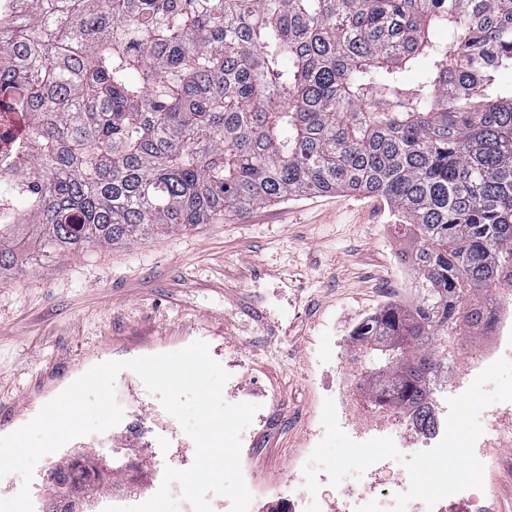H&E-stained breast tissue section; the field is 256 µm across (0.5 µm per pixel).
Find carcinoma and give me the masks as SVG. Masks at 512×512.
I'll use <instances>...</instances> for the list:
<instances>
[{
    "instance_id": "1",
    "label": "carcinoma",
    "mask_w": 512,
    "mask_h": 512,
    "mask_svg": "<svg viewBox=\"0 0 512 512\" xmlns=\"http://www.w3.org/2000/svg\"><path fill=\"white\" fill-rule=\"evenodd\" d=\"M0 107L29 122L0 270L266 204L380 196L413 302L357 330L379 408L426 414L452 337L512 283V0H24ZM415 69V82L402 73Z\"/></svg>"
}]
</instances>
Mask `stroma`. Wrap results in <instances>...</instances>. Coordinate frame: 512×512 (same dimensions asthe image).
Masks as SVG:
<instances>
[{"label":"stroma","instance_id":"obj_1","mask_svg":"<svg viewBox=\"0 0 512 512\" xmlns=\"http://www.w3.org/2000/svg\"><path fill=\"white\" fill-rule=\"evenodd\" d=\"M383 199L336 192L297 197L225 216L215 224L134 244L98 245L0 275V436L29 423L91 367L207 343L220 364L235 359L258 410L241 465L265 508L288 491V469L320 428L336 358L320 342L344 335L356 315L413 299L409 243ZM124 411L146 415L141 481L98 494L87 512L133 506L160 488L165 468H190L195 444L179 446L178 421L131 371L116 378ZM271 427H263V420ZM43 456L30 485L0 479V497L28 487L41 512Z\"/></svg>","mask_w":512,"mask_h":512}]
</instances>
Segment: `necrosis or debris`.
I'll return each mask as SVG.
<instances>
[{
    "label": "necrosis or debris",
    "mask_w": 512,
    "mask_h": 512,
    "mask_svg": "<svg viewBox=\"0 0 512 512\" xmlns=\"http://www.w3.org/2000/svg\"><path fill=\"white\" fill-rule=\"evenodd\" d=\"M28 128L16 113L0 111V183L22 189L25 179L15 161L27 146ZM495 329L492 344L485 352L466 357L456 364L449 375L451 384L442 390V403L437 406L432 427L420 430L415 423L400 414H384L375 418L361 417L354 407L356 372L348 359L347 350L337 348L334 337H327L328 348L336 352V389L334 403L341 429L354 441L391 438L400 453L411 455L435 447L443 438L448 414L447 398L462 394L486 367L501 358L512 359V287L502 286L493 295ZM486 415L488 422L477 440L475 452L483 463L500 460L504 451L512 448V402L491 405ZM319 489L310 493L304 480L289 485L288 495L279 499L280 512H302V506L311 501L322 502L325 512H391L394 496L409 485L407 470L395 469L393 460H381L367 468L357 489L327 491L329 476L318 472ZM407 512H499L497 500L486 490L466 489L435 504L411 501Z\"/></svg>",
    "instance_id": "4bbe7bcc"
}]
</instances>
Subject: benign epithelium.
<instances>
[{
    "label": "benign epithelium",
    "instance_id": "7a95c632",
    "mask_svg": "<svg viewBox=\"0 0 512 512\" xmlns=\"http://www.w3.org/2000/svg\"><path fill=\"white\" fill-rule=\"evenodd\" d=\"M69 458L75 465V471L83 476L84 491L71 492L69 482L63 478L61 471L55 467L51 468L47 473V512H85L83 504L90 501L99 485L112 472V468L94 452L82 450L69 455Z\"/></svg>",
    "mask_w": 512,
    "mask_h": 512
}]
</instances>
